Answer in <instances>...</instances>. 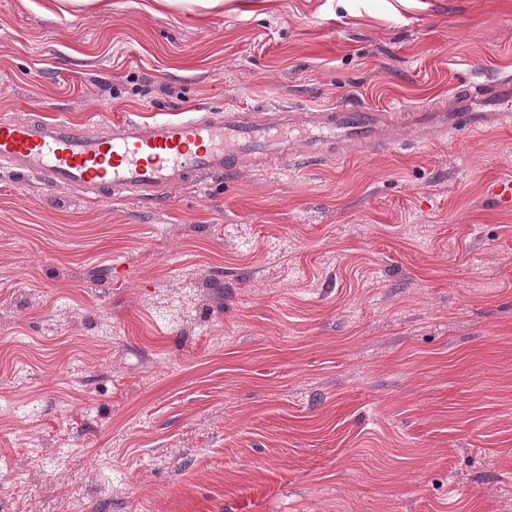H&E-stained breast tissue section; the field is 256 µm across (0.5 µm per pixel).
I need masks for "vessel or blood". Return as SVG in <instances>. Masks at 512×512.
Listing matches in <instances>:
<instances>
[{
	"label": "vessel or blood",
	"mask_w": 512,
	"mask_h": 512,
	"mask_svg": "<svg viewBox=\"0 0 512 512\" xmlns=\"http://www.w3.org/2000/svg\"><path fill=\"white\" fill-rule=\"evenodd\" d=\"M455 96L452 115L426 110L417 120L437 125L452 139L462 128L512 125L511 77L461 84ZM392 119V113L364 107L285 113L273 121L196 109L149 121L133 115L104 126L25 115L0 119V166L101 201H158L174 188L202 186L256 157L324 158L336 143L382 145L377 132Z\"/></svg>",
	"instance_id": "b4317fda"
}]
</instances>
